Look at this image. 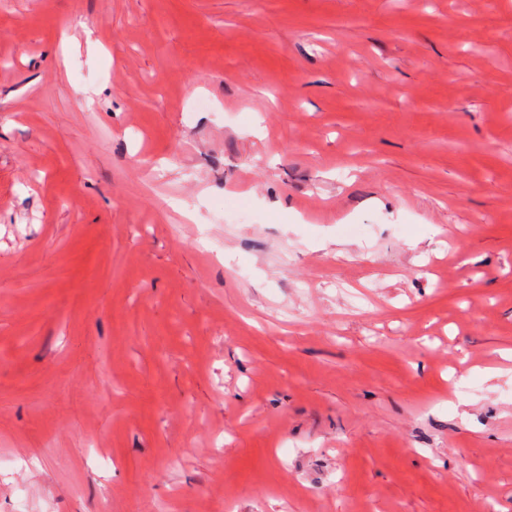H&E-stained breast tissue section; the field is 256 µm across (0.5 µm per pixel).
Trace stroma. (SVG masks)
<instances>
[{"instance_id":"stroma-1","label":"stroma","mask_w":512,"mask_h":512,"mask_svg":"<svg viewBox=\"0 0 512 512\" xmlns=\"http://www.w3.org/2000/svg\"><path fill=\"white\" fill-rule=\"evenodd\" d=\"M0 512H512V0H0Z\"/></svg>"}]
</instances>
